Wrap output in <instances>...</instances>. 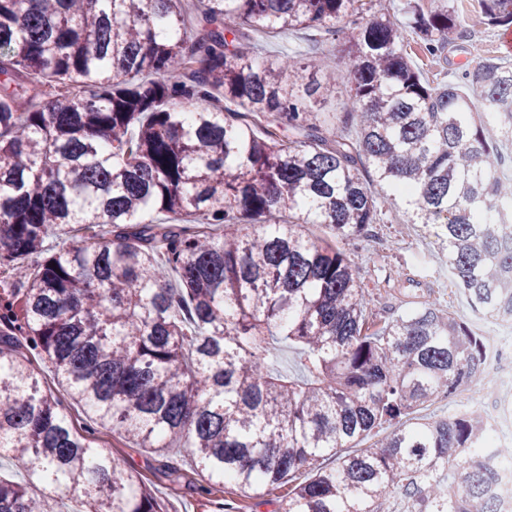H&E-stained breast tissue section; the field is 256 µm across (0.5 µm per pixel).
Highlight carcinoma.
Instances as JSON below:
<instances>
[{
	"mask_svg": "<svg viewBox=\"0 0 512 512\" xmlns=\"http://www.w3.org/2000/svg\"><path fill=\"white\" fill-rule=\"evenodd\" d=\"M198 2L189 27L184 0H0V268L23 289L21 311L0 302V459L24 475L0 477V512H162L97 427L178 445L208 483L288 482L278 512H387L395 493L404 512H499L483 453L512 448L486 415L406 419L479 400L488 338L432 296L370 330L337 240L398 208L436 227L470 308L512 320V65L424 80L407 31L440 54L463 24L449 3L405 0V26L384 0ZM478 5L512 24V0ZM295 29L345 41L356 138L314 111L336 74L301 87L313 60L257 56L255 33ZM65 229L78 241L46 248ZM471 404V395L461 393L420 406L409 415V418H436L443 415L465 412Z\"/></svg>",
	"mask_w": 512,
	"mask_h": 512,
	"instance_id": "1",
	"label": "carcinoma"
}]
</instances>
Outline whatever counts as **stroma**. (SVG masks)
I'll return each mask as SVG.
<instances>
[{"label": "stroma", "mask_w": 512, "mask_h": 512, "mask_svg": "<svg viewBox=\"0 0 512 512\" xmlns=\"http://www.w3.org/2000/svg\"><path fill=\"white\" fill-rule=\"evenodd\" d=\"M456 8L470 21L463 39L450 43L441 57L433 58L424 52L420 38L408 34L406 50L416 68L428 80L452 79L460 67L470 62L469 47L481 44L485 56L503 62H512V50H506L501 42L504 33L512 34V25L491 27L474 19L475 0H455ZM268 55L314 53L322 70L340 71L342 44L328 40L312 45L311 33L296 30L286 34L274 33L262 39ZM340 248L356 265L358 281L377 316L388 318L399 309L404 296L422 293L427 289H439L449 310L461 319H468L469 306L455 284L446 282L445 271L439 265V242L432 227L408 223L406 217L395 210L387 211L372 235L340 241ZM102 446L112 451L124 465L139 473L152 493L158 498L163 512H216L217 504H224L229 512H274V503L261 497L242 496L230 483L214 485L211 495L199 491L203 480L194 471L185 453L173 452L170 458H162L149 449L115 436L106 429L98 430ZM177 466L180 475L181 495L169 497V468Z\"/></svg>", "instance_id": "stroma-1"}]
</instances>
